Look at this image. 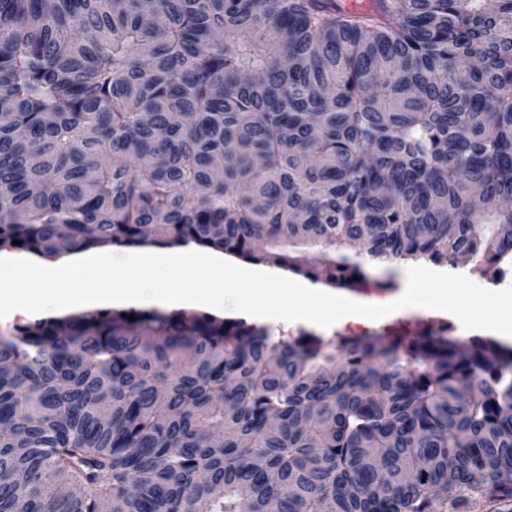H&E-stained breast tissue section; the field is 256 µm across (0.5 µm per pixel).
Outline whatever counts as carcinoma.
<instances>
[{"label":"carcinoma","instance_id":"1","mask_svg":"<svg viewBox=\"0 0 512 512\" xmlns=\"http://www.w3.org/2000/svg\"><path fill=\"white\" fill-rule=\"evenodd\" d=\"M512 0H0V248L328 288L512 261ZM135 320H128V316ZM0 336V512H512V350L101 309Z\"/></svg>","mask_w":512,"mask_h":512}]
</instances>
